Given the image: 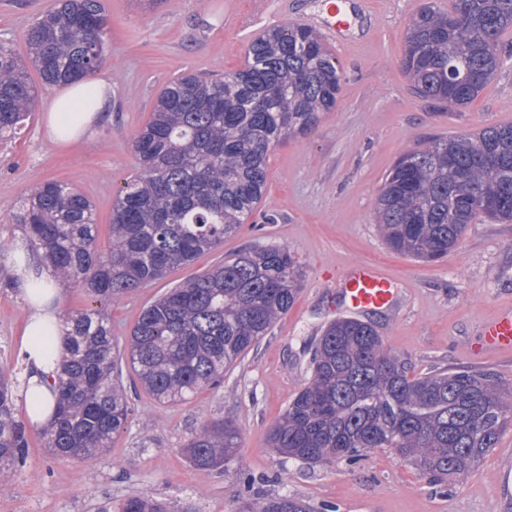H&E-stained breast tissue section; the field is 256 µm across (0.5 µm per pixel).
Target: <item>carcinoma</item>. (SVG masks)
I'll return each instance as SVG.
<instances>
[{
    "label": "carcinoma",
    "mask_w": 512,
    "mask_h": 512,
    "mask_svg": "<svg viewBox=\"0 0 512 512\" xmlns=\"http://www.w3.org/2000/svg\"><path fill=\"white\" fill-rule=\"evenodd\" d=\"M512 28V0L423 4L401 66L412 90L450 107L470 103L500 66L499 37ZM103 0H50L26 30V55L0 41V139L31 116L38 88L95 79L108 52ZM39 75L41 86L29 69ZM342 72L312 30L290 24L253 39L242 69L222 78L183 73L160 90L132 139L135 173L112 202L111 245L98 250L89 199L45 180L11 204L41 267L84 291L90 304L63 319L56 406L42 429L55 459L93 461L133 419L123 366L160 404L216 387L224 370L257 346L295 302L300 264L286 246L241 250L189 278L140 312L124 345L105 306L163 279L238 234L266 193L272 150L309 136L336 108ZM481 216L512 223V125L435 137L401 153L378 189L375 217L386 246L418 261L459 249ZM310 376L269 428L270 448L310 464L386 448L439 486L476 470L512 428V390L490 371L456 367L411 374L368 322L342 318L306 347ZM0 372V473L25 463L30 444L14 392ZM235 421L215 419L183 448L200 468L238 458ZM100 512H170L130 497ZM241 512H310L277 493Z\"/></svg>",
    "instance_id": "1"
}]
</instances>
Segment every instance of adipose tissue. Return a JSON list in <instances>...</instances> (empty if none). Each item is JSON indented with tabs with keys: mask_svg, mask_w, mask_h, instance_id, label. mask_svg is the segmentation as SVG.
I'll list each match as a JSON object with an SVG mask.
<instances>
[{
	"mask_svg": "<svg viewBox=\"0 0 512 512\" xmlns=\"http://www.w3.org/2000/svg\"><path fill=\"white\" fill-rule=\"evenodd\" d=\"M111 110L112 95L105 82L68 86L54 98L46 114L47 128L63 141L73 142L91 132L94 126L109 121ZM21 264L25 270L22 286L29 305L21 350L27 363L28 391L37 395L40 402V409L32 419L43 423L55 407L51 386L59 356L57 352L46 350L43 338L48 329L60 326L56 308L58 290L46 275L39 273L37 259L26 255Z\"/></svg>",
	"mask_w": 512,
	"mask_h": 512,
	"instance_id": "1",
	"label": "adipose tissue"
}]
</instances>
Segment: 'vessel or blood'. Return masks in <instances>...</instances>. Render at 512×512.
I'll use <instances>...</instances> for the list:
<instances>
[{"label":"vessel or blood","mask_w":512,"mask_h":512,"mask_svg":"<svg viewBox=\"0 0 512 512\" xmlns=\"http://www.w3.org/2000/svg\"><path fill=\"white\" fill-rule=\"evenodd\" d=\"M340 294L344 305L356 313L389 308L396 298L391 277L368 261L354 264L342 273ZM472 352L476 355L512 352L511 308L482 323Z\"/></svg>","instance_id":"vessel-or-blood-1"}]
</instances>
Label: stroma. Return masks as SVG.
I'll list each match as a JSON object with an SVG mask.
<instances>
[{"label":"stroma","instance_id":"stroma-1","mask_svg":"<svg viewBox=\"0 0 512 512\" xmlns=\"http://www.w3.org/2000/svg\"><path fill=\"white\" fill-rule=\"evenodd\" d=\"M351 2L345 41L327 45L343 74L337 106L310 136L289 138L271 152L266 194L252 224L107 312L117 341H124L144 306L255 245L295 252L301 285L294 306L258 348L225 371L220 387L167 406L134 395L127 431L92 462L52 459L40 426L28 424L30 454L0 482V512H92L100 501L134 495L164 500L172 512H237L246 474L317 510L331 504L336 512H512V429L476 472L445 489L380 448L330 465L288 460L267 448L269 427L309 375L306 346L347 314L336 280L360 260L382 266L395 283L400 307L367 320L387 347L408 359L413 374L468 366L512 386V353L470 352L482 323L512 308V224L474 222L456 252L422 263L386 248L374 221L377 190L410 146L512 124V28L500 36L501 65L493 79L469 105L448 111L417 96L399 65L407 23L423 0ZM103 3L111 57L100 78L112 87L111 122L83 142L51 137L44 115L55 93L43 91L23 135L0 142V202L13 201L35 182L63 181L93 202L102 251L113 196L135 168L131 138L148 121L160 89L184 72L221 77L240 69L249 29L260 24L254 0H165L151 9L140 0ZM48 4L0 0V40L24 52V33ZM27 313L21 290L1 284L0 367L21 379ZM221 417L241 430L238 460L224 471L193 466L184 446L204 423Z\"/></svg>","mask_w":512,"mask_h":512}]
</instances>
